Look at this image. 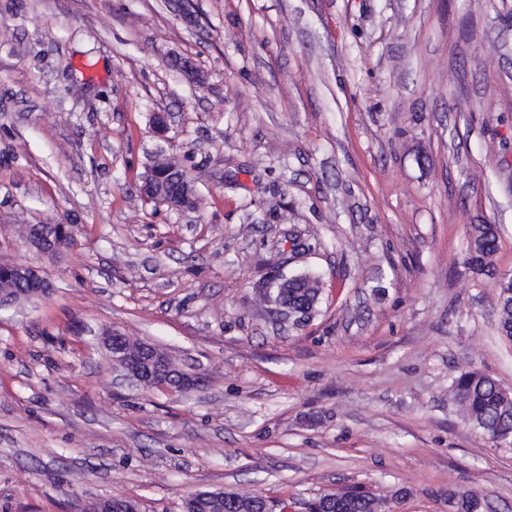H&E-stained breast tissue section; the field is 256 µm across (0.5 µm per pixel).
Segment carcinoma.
I'll return each mask as SVG.
<instances>
[{"label":"carcinoma","mask_w":512,"mask_h":512,"mask_svg":"<svg viewBox=\"0 0 512 512\" xmlns=\"http://www.w3.org/2000/svg\"><path fill=\"white\" fill-rule=\"evenodd\" d=\"M499 234L493 224H475L468 240L464 265L469 272L493 280L497 288V324L500 333L512 339V275L501 274L491 262L498 250ZM292 278L307 282L306 288L291 287L273 290L271 297L288 295V308L310 319L316 313L320 281L309 273ZM451 393L468 423L504 448L512 447V393L506 392L491 376L475 370H461L454 377ZM264 496L244 493L234 501H216L210 512H256ZM322 512H374L376 498L352 487L342 495L324 494L318 497ZM453 512H484V504L471 493H448Z\"/></svg>","instance_id":"1"}]
</instances>
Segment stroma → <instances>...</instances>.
Wrapping results in <instances>:
<instances>
[{"label": "stroma", "instance_id": "1", "mask_svg": "<svg viewBox=\"0 0 512 512\" xmlns=\"http://www.w3.org/2000/svg\"><path fill=\"white\" fill-rule=\"evenodd\" d=\"M160 150L196 210L142 197ZM55 221L39 259L19 230ZM475 224L512 273V0H0V258L54 287L0 309V512L352 486L512 512V448L449 398L469 367L512 390ZM302 270L296 328L262 290ZM113 329L203 385L122 383ZM47 225L49 224L28 225L22 239L24 243L34 249L40 257L54 259L66 248L64 234L67 232L66 228L68 224H56V237L54 234L49 233ZM292 276L291 288H288V277H281L279 281L286 280L288 290H276L274 288L271 297L275 301H270L278 306V312L288 314V308L294 310L299 315H305V318H312L316 313L320 295V281L317 277L309 273L294 274ZM301 279L307 282L308 288H294V282ZM288 294V306L276 302L281 295ZM318 295V296H317ZM317 296V298H316Z\"/></svg>", "mask_w": 512, "mask_h": 512}]
</instances>
